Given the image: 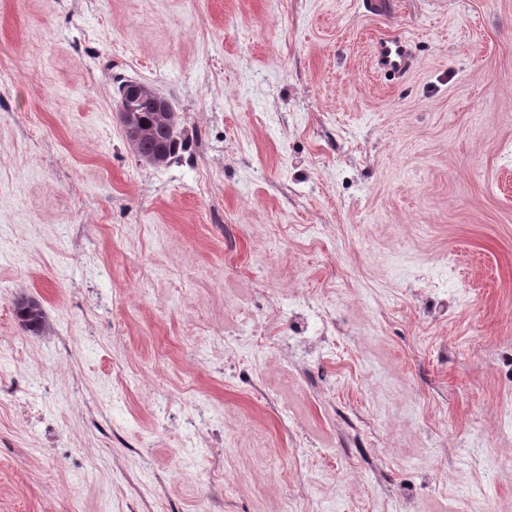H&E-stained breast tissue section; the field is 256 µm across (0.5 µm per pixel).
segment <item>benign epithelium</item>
Wrapping results in <instances>:
<instances>
[{"instance_id": "1", "label": "benign epithelium", "mask_w": 512, "mask_h": 512, "mask_svg": "<svg viewBox=\"0 0 512 512\" xmlns=\"http://www.w3.org/2000/svg\"><path fill=\"white\" fill-rule=\"evenodd\" d=\"M143 105L154 112V124H147L141 120L140 107ZM116 112L123 132L133 138L129 145L134 149L136 140L151 135L155 125L169 124L174 109L170 101L154 86L135 81L124 89Z\"/></svg>"}]
</instances>
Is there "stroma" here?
I'll use <instances>...</instances> for the list:
<instances>
[{
    "instance_id": "stroma-1",
    "label": "stroma",
    "mask_w": 512,
    "mask_h": 512,
    "mask_svg": "<svg viewBox=\"0 0 512 512\" xmlns=\"http://www.w3.org/2000/svg\"><path fill=\"white\" fill-rule=\"evenodd\" d=\"M1 72L0 512H512V0H0ZM377 66L385 71L406 72L411 62L405 40L399 36H389L378 42ZM141 105L148 106L152 112H154V124H147L152 120V112H148L147 107H144L141 120L140 107ZM116 114L120 126L126 135L129 133L134 139L129 142V145L137 154L148 153L154 150L157 144L162 142H173L178 139V146L175 152H172L169 163L172 159L177 158L180 151L185 148L184 141L180 136V119L178 114L174 111L170 101L162 95L154 86L143 82H132L127 86L119 100ZM172 112H175L177 116L172 119ZM173 120L169 127H165L157 133L158 138L154 140L143 141L138 145L136 149V143L139 138L150 136L154 130L155 125H168L170 120ZM138 150V152H137ZM139 155V154H138ZM139 160L154 168L164 166L169 159L168 147L165 144L157 149L152 154L139 155ZM14 311L23 329L37 335L51 331L46 313L36 300L21 296L14 303Z\"/></svg>"
}]
</instances>
